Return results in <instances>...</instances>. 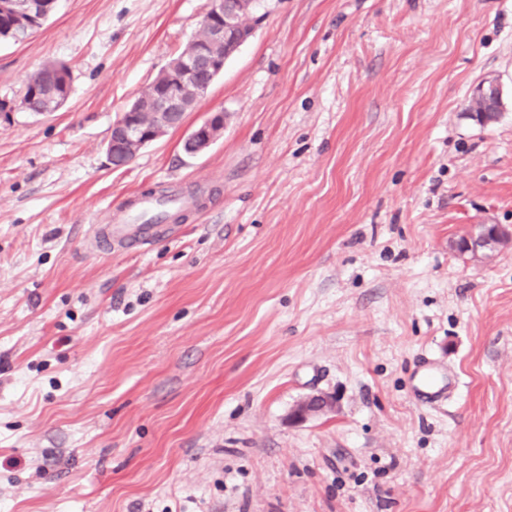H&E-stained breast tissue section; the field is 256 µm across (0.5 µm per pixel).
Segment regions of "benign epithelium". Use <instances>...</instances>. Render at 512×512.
Masks as SVG:
<instances>
[{
	"label": "benign epithelium",
	"mask_w": 512,
	"mask_h": 512,
	"mask_svg": "<svg viewBox=\"0 0 512 512\" xmlns=\"http://www.w3.org/2000/svg\"><path fill=\"white\" fill-rule=\"evenodd\" d=\"M54 0H0V15L18 16L23 14L33 21L49 15ZM248 4V0H214L211 9L202 20L207 30L205 47L191 56H180L172 64L171 86L169 91L158 101L153 121L142 124L135 119V113L124 111L112 124L107 148L110 156L121 152L126 161H131L129 152L144 148L161 137V133L182 125L185 112L194 105V101L184 97L180 87L191 83L200 73L216 77L224 70L226 57L218 52L228 42L232 47L244 43L248 35L254 34L238 30V9ZM476 111L471 116L481 125H488L498 120L502 99L498 84L493 80L480 82L473 93ZM224 130V113H211L200 125L187 136L191 152H200L208 148ZM512 244V229L495 224L484 225V230L477 236L460 240L458 247L463 252L475 253L490 244ZM336 410V398L331 395L316 394L300 401L292 412V419L303 421L314 414L332 413Z\"/></svg>",
	"instance_id": "1"
}]
</instances>
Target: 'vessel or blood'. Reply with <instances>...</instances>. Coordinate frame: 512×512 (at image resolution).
Instances as JSON below:
<instances>
[{"instance_id": "b4317fda", "label": "vessel or blood", "mask_w": 512, "mask_h": 512, "mask_svg": "<svg viewBox=\"0 0 512 512\" xmlns=\"http://www.w3.org/2000/svg\"><path fill=\"white\" fill-rule=\"evenodd\" d=\"M201 202L191 195L159 197L156 195L130 196L118 210L112 223L97 226L95 236L100 252L112 249L136 252L161 237L172 235L173 225L161 223L163 214L180 212L191 214L199 210ZM419 384L413 391L415 401L431 403L451 393L458 385L457 374H442L434 363H426L419 374Z\"/></svg>"}]
</instances>
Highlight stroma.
<instances>
[{
  "mask_svg": "<svg viewBox=\"0 0 512 512\" xmlns=\"http://www.w3.org/2000/svg\"><path fill=\"white\" fill-rule=\"evenodd\" d=\"M211 6L56 0L0 42V512H512V245L456 248L512 226V0H262L183 126L112 165ZM48 62L69 95L35 115ZM147 190L203 207L95 249ZM425 357L461 380L433 405ZM59 70H66L69 73V83L67 87L65 84L60 85V79L57 77ZM53 78V88L46 86V82ZM70 72L64 64L48 63L42 66L40 71H36L28 80L26 92L22 101L23 106L29 112H53L58 109L66 100L70 86ZM38 84L39 90L32 91V84ZM55 90L54 96H49L47 93L50 90ZM473 101L476 112H471V116L479 124L488 125L498 120L503 104L499 86L495 81H481L475 88ZM224 130L223 112H212L187 136L190 152H200L208 148ZM483 231L477 236L466 237L460 240L458 247L462 252L475 253L490 244H512V229L499 224H483ZM493 227L492 231L488 229ZM336 410V398L331 395L316 394L300 401L292 412V419L306 420L314 414L332 413Z\"/></svg>",
  "mask_w": 512,
  "mask_h": 512,
  "instance_id": "1",
  "label": "stroma"
}]
</instances>
